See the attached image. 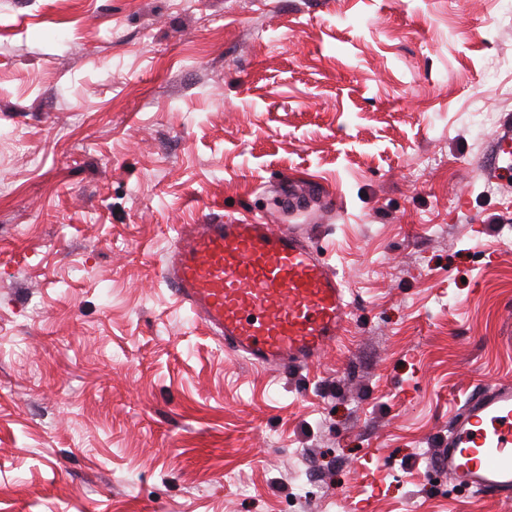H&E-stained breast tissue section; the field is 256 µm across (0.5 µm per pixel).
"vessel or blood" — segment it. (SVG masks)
<instances>
[{"label":"vessel or blood","instance_id":"b4317fda","mask_svg":"<svg viewBox=\"0 0 512 512\" xmlns=\"http://www.w3.org/2000/svg\"><path fill=\"white\" fill-rule=\"evenodd\" d=\"M159 275L224 349L262 368L323 358L351 314L346 283L300 224L256 213L180 227ZM450 485L512 500V381L471 396L438 461Z\"/></svg>","mask_w":512,"mask_h":512}]
</instances>
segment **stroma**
<instances>
[{
	"label": "stroma",
	"mask_w": 512,
	"mask_h": 512,
	"mask_svg": "<svg viewBox=\"0 0 512 512\" xmlns=\"http://www.w3.org/2000/svg\"><path fill=\"white\" fill-rule=\"evenodd\" d=\"M258 211L353 303L301 370L158 275ZM510 325L503 0H0V512H512L425 479Z\"/></svg>",
	"instance_id": "35a3bbf8"
}]
</instances>
